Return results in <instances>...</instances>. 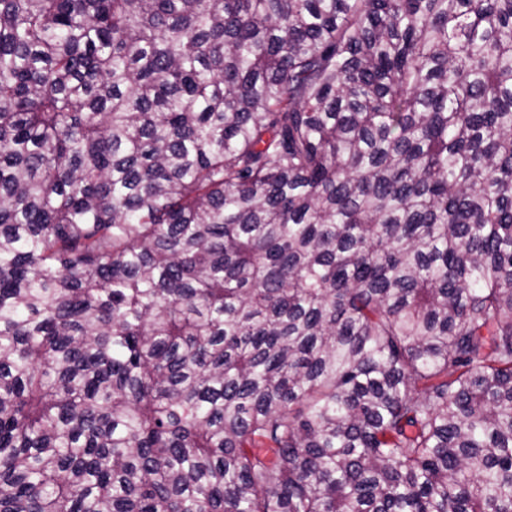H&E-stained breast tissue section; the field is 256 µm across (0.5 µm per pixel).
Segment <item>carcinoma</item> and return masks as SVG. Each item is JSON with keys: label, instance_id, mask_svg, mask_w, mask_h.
Listing matches in <instances>:
<instances>
[{"label": "carcinoma", "instance_id": "1", "mask_svg": "<svg viewBox=\"0 0 512 512\" xmlns=\"http://www.w3.org/2000/svg\"><path fill=\"white\" fill-rule=\"evenodd\" d=\"M0 512H512V0H0Z\"/></svg>", "mask_w": 512, "mask_h": 512}]
</instances>
